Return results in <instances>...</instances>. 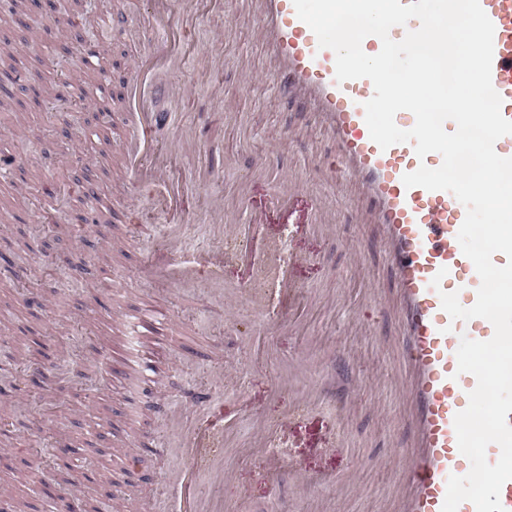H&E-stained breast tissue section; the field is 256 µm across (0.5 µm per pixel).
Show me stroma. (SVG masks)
Wrapping results in <instances>:
<instances>
[{
	"label": "stroma",
	"instance_id": "35a3bbf8",
	"mask_svg": "<svg viewBox=\"0 0 512 512\" xmlns=\"http://www.w3.org/2000/svg\"><path fill=\"white\" fill-rule=\"evenodd\" d=\"M56 11H30L23 20L0 14V52L12 54L22 77L61 90L65 77L86 83L79 68L84 49L96 46L113 61L114 83L155 43L150 0H59ZM185 54L156 72L140 107L163 112L167 122L153 141L168 159L170 179L187 188L183 219L189 226L182 253L212 248V203L224 217L246 222L264 205L270 181H289L304 195L292 214L271 213L246 248L224 261L225 292L242 287L264 257V246L284 241L295 255L288 267L297 292L280 296L273 315L247 301L227 306L209 284L155 290L139 272L147 257L166 248V214L141 194V223L129 220L122 186L125 126L91 130L86 113L94 99L77 98L72 111H33L17 104L0 119V153L16 166L0 172V258L26 268L17 280L0 273V448H26L39 471L0 473V497L29 508L42 472L57 449L80 446L111 473L127 466L130 443L165 433L163 418L130 402L136 343L122 326L154 302L171 323L158 354L159 388L175 411H191L198 384L216 368L215 389L232 431L224 448V506L228 512H395L402 495L400 449L413 430L403 396L399 314L391 269L368 203L341 191L326 159L333 142L313 113L288 101L267 79L270 58L251 0H200L188 24ZM291 132L277 145L270 130ZM193 137L192 153L175 144ZM56 156L55 171L33 164ZM111 199L112 211L82 234L80 190ZM68 197L61 207L60 197ZM323 204L332 227L312 230L302 221L311 200ZM268 318L270 342L255 333ZM290 380L273 393L274 374ZM308 408H299L302 398ZM276 424L268 442L278 455L256 447L255 420ZM179 458L140 454L116 498L154 501L158 482Z\"/></svg>",
	"mask_w": 512,
	"mask_h": 512
}]
</instances>
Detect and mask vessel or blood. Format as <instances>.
<instances>
[{
  "label": "vessel or blood",
  "mask_w": 512,
  "mask_h": 512,
  "mask_svg": "<svg viewBox=\"0 0 512 512\" xmlns=\"http://www.w3.org/2000/svg\"><path fill=\"white\" fill-rule=\"evenodd\" d=\"M256 2L275 82L318 113L336 148L338 182L353 181L362 187L384 230L386 261L401 298L400 341L411 375L408 397L417 436L415 447L400 451L401 512H441L449 477L470 470L469 460L458 449L454 418L467 407L477 381L472 374L458 373L456 352L461 337L486 341L494 334L486 319L455 321L441 305L445 292L457 293L466 308L477 299L480 278L457 240L466 209L450 192L405 187L404 174L423 165L439 167L441 155L418 157L410 142L379 148L365 122L364 104L374 94L372 82L366 78L337 82L334 51L319 46L316 35L298 18L293 0ZM480 5L495 27L492 83L502 98L503 117L512 121V0H480ZM151 16L161 34L155 53L170 51L184 28L169 0H152ZM160 120V114L151 113L130 128L124 182L155 189L158 208L175 216L181 186L168 178L164 156L145 148ZM183 232V225H168L167 253L146 265L147 278L182 286L220 268L224 262L220 256L185 261L180 250ZM437 275L442 281L436 286L432 280ZM215 413L213 396L204 393L194 405L192 419L177 413L168 417L170 445L187 463L176 484L177 512H224L216 494L224 479V429L213 425Z\"/></svg>",
  "instance_id": "b4317fda"
}]
</instances>
